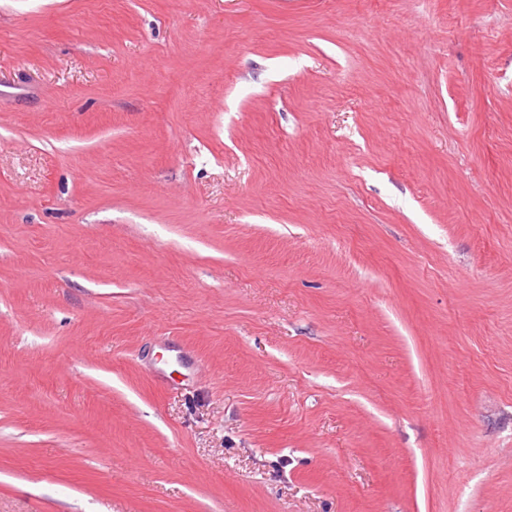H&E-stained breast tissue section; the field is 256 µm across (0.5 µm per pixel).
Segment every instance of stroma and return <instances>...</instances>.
I'll list each match as a JSON object with an SVG mask.
<instances>
[{
  "label": "stroma",
  "mask_w": 512,
  "mask_h": 512,
  "mask_svg": "<svg viewBox=\"0 0 512 512\" xmlns=\"http://www.w3.org/2000/svg\"><path fill=\"white\" fill-rule=\"evenodd\" d=\"M0 512H512V0H0Z\"/></svg>",
  "instance_id": "1"
}]
</instances>
